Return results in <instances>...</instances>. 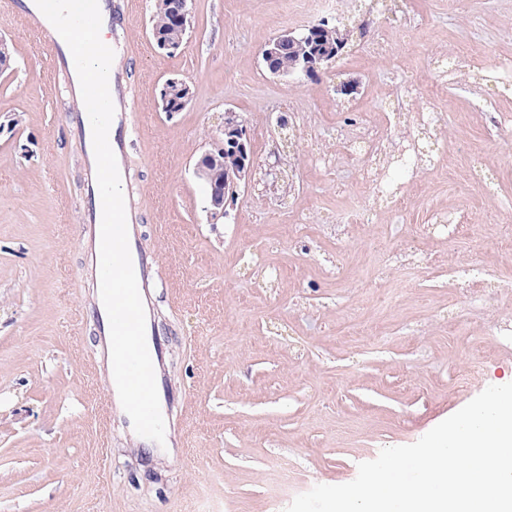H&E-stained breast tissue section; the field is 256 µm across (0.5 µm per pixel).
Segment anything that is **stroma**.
Instances as JSON below:
<instances>
[{
    "mask_svg": "<svg viewBox=\"0 0 512 512\" xmlns=\"http://www.w3.org/2000/svg\"><path fill=\"white\" fill-rule=\"evenodd\" d=\"M131 12L121 67L135 97L127 179L143 187L138 233L161 280L151 318L162 390L175 403L173 460L135 450L128 427L101 425L107 373L90 308L84 148L71 80L51 71L18 10L0 11L13 49L0 71V512H285L267 468L290 482L352 481L359 463L418 441L487 386L512 381V85L489 72L512 57V0H348L346 53L312 79L270 74L262 49L319 23L308 0H190L191 27L167 56L149 31L152 0ZM389 34L370 54L361 21ZM468 50L477 68L431 90L433 71ZM420 87L400 118L404 138L441 170L385 165L410 187L404 223L381 201L374 224L347 227L357 159L316 164L363 119L382 122L406 76ZM187 81L184 110L161 111L167 79ZM436 105L442 132L416 116ZM248 130L257 170L283 158L289 195L254 181L228 220L211 223L193 171L223 145L224 111ZM287 114L282 139L275 119ZM499 182L484 195L474 159ZM459 211L458 237L431 226ZM396 255V265L383 259Z\"/></svg>",
    "mask_w": 512,
    "mask_h": 512,
    "instance_id": "stroma-1",
    "label": "stroma"
}]
</instances>
